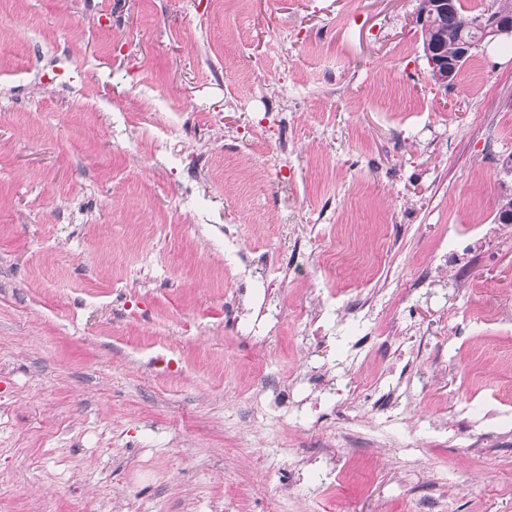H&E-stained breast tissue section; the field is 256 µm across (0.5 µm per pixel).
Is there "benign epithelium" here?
<instances>
[{
    "mask_svg": "<svg viewBox=\"0 0 512 512\" xmlns=\"http://www.w3.org/2000/svg\"><path fill=\"white\" fill-rule=\"evenodd\" d=\"M455 0H434L432 9L416 15V23L428 27L437 15L454 9ZM465 27L478 32L479 40H463L457 46L456 57L448 56L446 49L434 44L427 48L429 65L439 76L438 84L448 87L456 84L461 76L460 62L480 47H487L499 40L512 39V19L505 17L494 8H486L470 15Z\"/></svg>",
    "mask_w": 512,
    "mask_h": 512,
    "instance_id": "benign-epithelium-1",
    "label": "benign epithelium"
}]
</instances>
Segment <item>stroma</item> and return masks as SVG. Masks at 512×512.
I'll use <instances>...</instances> for the list:
<instances>
[{
    "mask_svg": "<svg viewBox=\"0 0 512 512\" xmlns=\"http://www.w3.org/2000/svg\"><path fill=\"white\" fill-rule=\"evenodd\" d=\"M418 5L0 0V512H512V41ZM432 1L434 2L430 12L417 13L416 23L423 27L422 45L426 41L436 40L441 41L448 47L447 52L446 48H440L434 43L426 50L429 65L434 68L439 76L437 83L446 88L459 81L461 76L460 62L469 56L474 49L486 48L499 40L512 39V19L499 14L495 8H486L476 13L465 10L461 0H455L456 2L454 0H429L420 4V10H429V4ZM443 14L446 15L438 17L439 21L436 26L427 28L436 15ZM466 17L468 18L465 27L477 31L479 40L476 42L473 40L461 41L457 46L456 57H448V55L454 53L457 42L464 37L474 35L464 28Z\"/></svg>",
    "mask_w": 512,
    "mask_h": 512,
    "instance_id": "obj_1",
    "label": "stroma"
}]
</instances>
